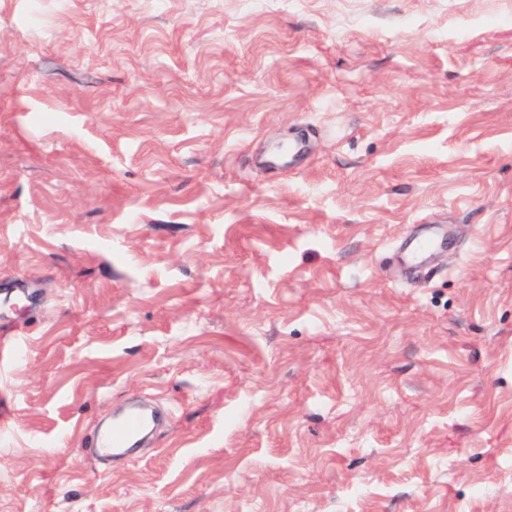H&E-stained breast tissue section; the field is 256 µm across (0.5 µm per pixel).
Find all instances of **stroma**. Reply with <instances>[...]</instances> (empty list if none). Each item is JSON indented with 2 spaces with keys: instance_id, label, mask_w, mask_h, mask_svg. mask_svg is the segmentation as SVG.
I'll use <instances>...</instances> for the list:
<instances>
[{
  "instance_id": "1",
  "label": "stroma",
  "mask_w": 512,
  "mask_h": 512,
  "mask_svg": "<svg viewBox=\"0 0 512 512\" xmlns=\"http://www.w3.org/2000/svg\"><path fill=\"white\" fill-rule=\"evenodd\" d=\"M18 281L0 512H512V0H0ZM154 421L139 406L131 407L122 417L112 422V427L94 432L96 453L109 458L117 454H129L139 446L145 429Z\"/></svg>"
}]
</instances>
